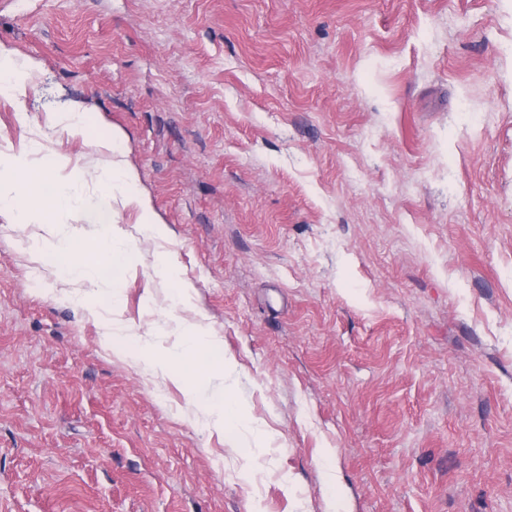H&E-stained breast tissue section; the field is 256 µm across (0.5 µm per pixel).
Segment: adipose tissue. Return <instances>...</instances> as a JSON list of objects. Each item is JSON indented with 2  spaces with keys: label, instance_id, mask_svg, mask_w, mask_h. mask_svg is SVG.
Listing matches in <instances>:
<instances>
[{
  "label": "adipose tissue",
  "instance_id": "adipose-tissue-1",
  "mask_svg": "<svg viewBox=\"0 0 512 512\" xmlns=\"http://www.w3.org/2000/svg\"><path fill=\"white\" fill-rule=\"evenodd\" d=\"M41 70L38 60L19 55L0 43V97L20 99L32 85ZM92 118L88 109L78 101L67 104L51 114L49 127L70 141H94L98 159L86 169H69L67 162L42 142H33L29 152L17 154L0 148V213L8 214L10 221L20 227L35 226L52 232L58 216L64 211H77L95 224L111 228L108 239L86 247L77 240L49 242L50 265L56 274L85 279L111 266L126 263L131 254L117 248L123 232L122 214L133 209L139 214L151 238L168 240L169 230L156 215L149 195L140 185L139 174L129 162L123 149L124 134L113 131L110 136L91 138ZM102 174L110 184L107 198L92 201L75 199L71 192L74 182L82 177ZM186 357L177 382L186 386L189 405L201 408L206 425L223 426L233 419L251 436L268 440L262 424L244 416L240 407L231 403L226 391L207 392L192 386V378H208L219 374L231 377L236 370L232 360L220 357V341L203 327L201 322L183 326Z\"/></svg>",
  "mask_w": 512,
  "mask_h": 512
}]
</instances>
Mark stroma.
Returning a JSON list of instances; mask_svg holds the SVG:
<instances>
[{"mask_svg":"<svg viewBox=\"0 0 512 512\" xmlns=\"http://www.w3.org/2000/svg\"><path fill=\"white\" fill-rule=\"evenodd\" d=\"M39 60L0 146L79 100L171 232L52 275L0 215V512H512V0H0ZM270 434L204 425L170 285ZM156 272L160 277L176 285L175 288L171 290L169 314H165V317L168 320L179 319V317L175 316L174 311L178 308L186 309L191 306V294L189 288L179 285L173 278L168 268V261L165 253H159L158 255Z\"/></svg>","mask_w":512,"mask_h":512,"instance_id":"1","label":"stroma"}]
</instances>
